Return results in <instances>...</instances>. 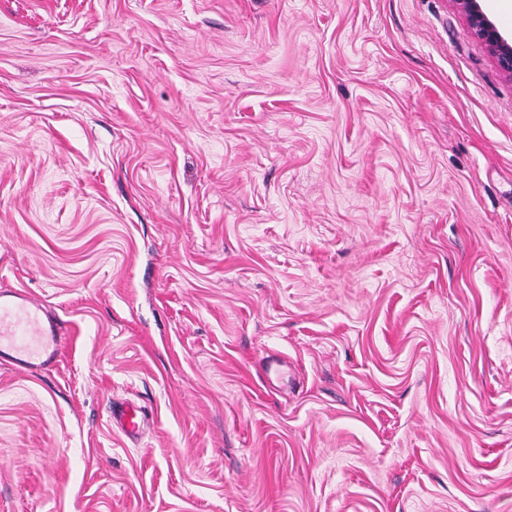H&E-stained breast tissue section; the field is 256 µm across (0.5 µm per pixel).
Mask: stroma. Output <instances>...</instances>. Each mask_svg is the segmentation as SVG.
I'll return each instance as SVG.
<instances>
[{"label": "stroma", "mask_w": 512, "mask_h": 512, "mask_svg": "<svg viewBox=\"0 0 512 512\" xmlns=\"http://www.w3.org/2000/svg\"><path fill=\"white\" fill-rule=\"evenodd\" d=\"M6 289L70 343L0 361V512H512V78L454 0H0ZM112 423L128 437L140 436L147 425L144 407L130 405L112 406Z\"/></svg>", "instance_id": "obj_1"}]
</instances>
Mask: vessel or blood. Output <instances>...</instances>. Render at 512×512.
<instances>
[{
	"label": "vessel or blood",
	"mask_w": 512,
	"mask_h": 512,
	"mask_svg": "<svg viewBox=\"0 0 512 512\" xmlns=\"http://www.w3.org/2000/svg\"><path fill=\"white\" fill-rule=\"evenodd\" d=\"M65 332L44 306L26 293L0 291V360L17 368L49 367L61 356ZM112 421L129 437L147 425L144 407L117 405Z\"/></svg>",
	"instance_id": "1"
}]
</instances>
